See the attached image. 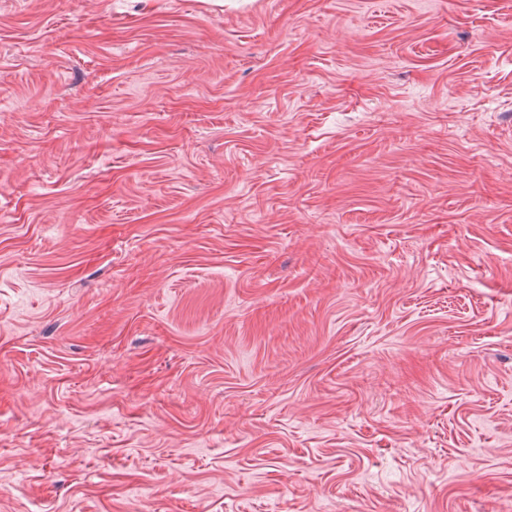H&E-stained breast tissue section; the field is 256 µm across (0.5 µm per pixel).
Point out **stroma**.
I'll return each mask as SVG.
<instances>
[{"label":"stroma","instance_id":"1","mask_svg":"<svg viewBox=\"0 0 512 512\" xmlns=\"http://www.w3.org/2000/svg\"><path fill=\"white\" fill-rule=\"evenodd\" d=\"M0 512H512V0H0Z\"/></svg>","mask_w":512,"mask_h":512}]
</instances>
